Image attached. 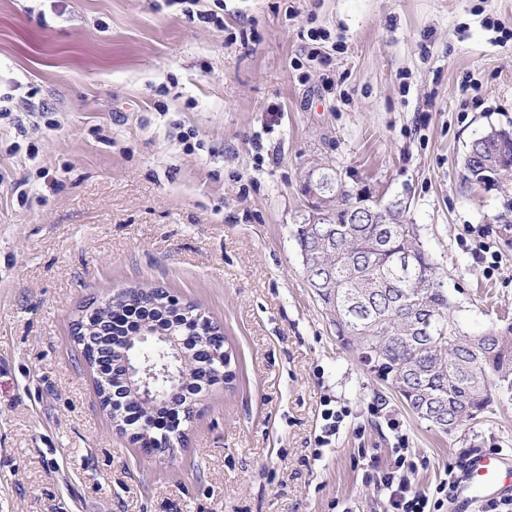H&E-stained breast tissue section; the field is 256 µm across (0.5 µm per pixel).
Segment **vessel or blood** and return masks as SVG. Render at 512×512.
I'll return each mask as SVG.
<instances>
[{"label":"vessel or blood","instance_id":"vessel-or-blood-1","mask_svg":"<svg viewBox=\"0 0 512 512\" xmlns=\"http://www.w3.org/2000/svg\"><path fill=\"white\" fill-rule=\"evenodd\" d=\"M512 497V457L477 453L459 470L449 512H476L484 502Z\"/></svg>","mask_w":512,"mask_h":512}]
</instances>
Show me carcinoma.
I'll list each match as a JSON object with an SVG mask.
<instances>
[{"label": "carcinoma", "instance_id": "obj_1", "mask_svg": "<svg viewBox=\"0 0 512 512\" xmlns=\"http://www.w3.org/2000/svg\"><path fill=\"white\" fill-rule=\"evenodd\" d=\"M495 168L512 182V131L490 129L474 140L463 160L465 184L473 185L484 171ZM318 180L335 193V209L314 236L305 225L296 229L301 252L314 253L305 268L307 279L326 309L336 315L333 324L342 344L360 351L361 359L402 399L410 412L450 434L492 410L502 396L512 397V318L474 335L461 329L453 316L448 289L423 248L413 224L404 223L398 203L387 205L380 223L353 202L342 177L330 168L318 169ZM140 321L112 329L108 345L120 363L116 374L95 381L102 408L129 425L127 405L133 400L124 382L134 355L159 356L178 366L184 354L168 347L162 337L193 319L170 302L158 287L139 291ZM120 295L102 302L84 322L96 324L115 308ZM148 326L159 335L153 344L132 350L131 336ZM194 379L209 385L233 377L228 353L197 354ZM152 409L169 411L175 391L168 381L154 384Z\"/></svg>", "mask_w": 512, "mask_h": 512}]
</instances>
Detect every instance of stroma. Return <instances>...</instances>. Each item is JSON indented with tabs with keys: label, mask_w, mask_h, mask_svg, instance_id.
<instances>
[{
	"label": "stroma",
	"mask_w": 512,
	"mask_h": 512,
	"mask_svg": "<svg viewBox=\"0 0 512 512\" xmlns=\"http://www.w3.org/2000/svg\"><path fill=\"white\" fill-rule=\"evenodd\" d=\"M0 108V512H385L394 449L430 495L512 456V399L448 435L377 381L294 236L329 166L405 206L465 330L512 313V200L462 181L512 130V0H0ZM151 287L221 325L234 371L163 456L116 431L71 338Z\"/></svg>",
	"instance_id": "35a3bbf8"
}]
</instances>
